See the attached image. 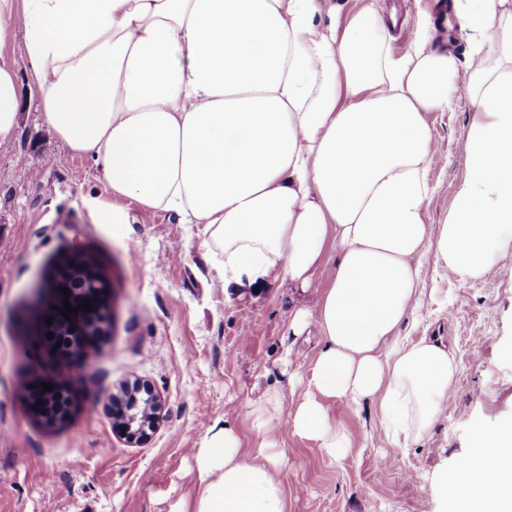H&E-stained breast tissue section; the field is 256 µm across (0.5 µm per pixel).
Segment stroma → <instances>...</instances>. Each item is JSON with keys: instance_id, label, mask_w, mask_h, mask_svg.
Masks as SVG:
<instances>
[{"instance_id": "obj_1", "label": "stroma", "mask_w": 512, "mask_h": 512, "mask_svg": "<svg viewBox=\"0 0 512 512\" xmlns=\"http://www.w3.org/2000/svg\"><path fill=\"white\" fill-rule=\"evenodd\" d=\"M401 18L397 50L410 44L420 15L438 16L442 0H381ZM18 72L17 140L0 148V512H195L202 489L201 446L232 423L244 453L266 442L287 512H450L439 483L456 478L474 447L476 427L512 419V241L495 275L461 277L445 261L430 265L418 306L402 333H439L455 351L448 402L418 438L393 444L375 409L330 404L352 446L341 456L313 440L259 431L251 410L267 393L283 395V414L301 402L316 336L293 337L301 289L274 280L237 290L215 279L197 225L124 200L126 224H97L86 198L104 195L92 159L64 151L37 112L36 80L20 36L0 47ZM471 105L459 99L428 122L437 143L427 205L438 234L467 168ZM93 256L110 293V319L91 347L94 364L77 369L68 355L28 339L34 290L74 252ZM71 378L69 418L50 426L31 412L27 383ZM157 396L160 418L129 438L106 410L122 385Z\"/></svg>"}]
</instances>
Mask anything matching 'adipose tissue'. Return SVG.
<instances>
[{"label":"adipose tissue","instance_id":"ef3b65f1","mask_svg":"<svg viewBox=\"0 0 512 512\" xmlns=\"http://www.w3.org/2000/svg\"><path fill=\"white\" fill-rule=\"evenodd\" d=\"M451 14L465 66L427 20L397 52L379 0L344 19L334 0H0V40L21 35L43 123L95 159L113 198L88 200L96 223H128L131 199L202 225L224 283L317 290L290 324L321 338L303 401L284 421L278 393L253 413L333 455L350 438L332 402L371 403L406 439L433 422L454 354L401 334L426 259L484 277L512 234V0H452ZM461 95L467 175L434 235L426 115ZM19 115L18 73L0 60V147ZM203 448L196 512H287L283 484L231 427ZM474 448L449 485L453 512H512V420L476 429Z\"/></svg>","mask_w":512,"mask_h":512}]
</instances>
